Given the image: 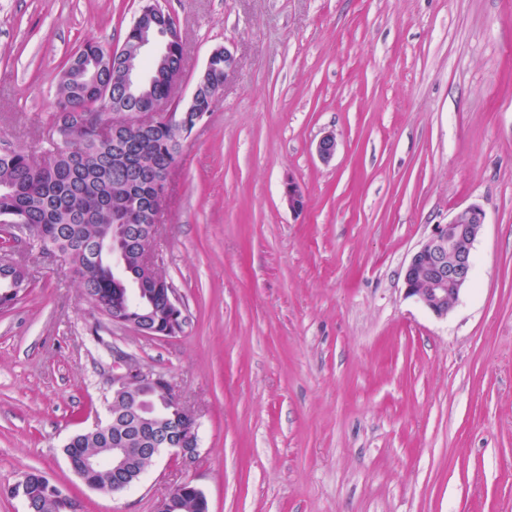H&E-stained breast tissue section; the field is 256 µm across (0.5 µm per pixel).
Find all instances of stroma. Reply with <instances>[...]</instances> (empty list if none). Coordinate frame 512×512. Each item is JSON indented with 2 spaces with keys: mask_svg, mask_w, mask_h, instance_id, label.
<instances>
[{
  "mask_svg": "<svg viewBox=\"0 0 512 512\" xmlns=\"http://www.w3.org/2000/svg\"><path fill=\"white\" fill-rule=\"evenodd\" d=\"M147 2L0 0V147L39 149L66 60L120 47ZM156 2L185 43L175 98L214 48L237 60L153 244L185 323L152 338L108 320L19 235L31 283L0 309V512H27L5 490L32 470L81 512H156L187 479L209 512H512V0ZM472 204V282L438 318L403 270ZM116 348L172 382L199 449L110 496L64 447L106 420Z\"/></svg>",
  "mask_w": 512,
  "mask_h": 512,
  "instance_id": "stroma-1",
  "label": "stroma"
}]
</instances>
